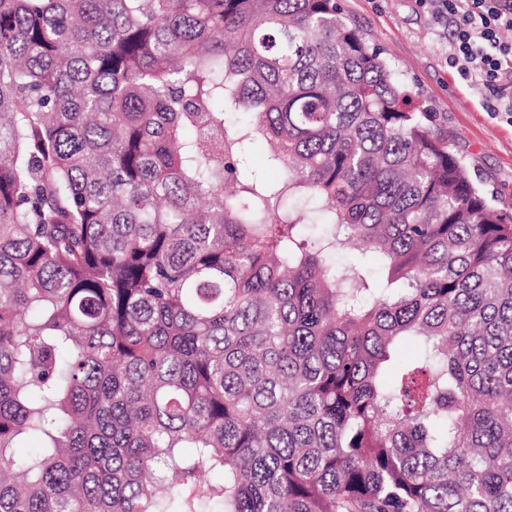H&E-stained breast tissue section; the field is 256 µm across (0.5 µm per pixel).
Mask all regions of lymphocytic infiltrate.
I'll return each mask as SVG.
<instances>
[{
    "instance_id": "f902f5d3",
    "label": "lymphocytic infiltrate",
    "mask_w": 512,
    "mask_h": 512,
    "mask_svg": "<svg viewBox=\"0 0 512 512\" xmlns=\"http://www.w3.org/2000/svg\"><path fill=\"white\" fill-rule=\"evenodd\" d=\"M450 37L448 64L462 81L479 77L491 112H512V0H414Z\"/></svg>"
}]
</instances>
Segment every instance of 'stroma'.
Returning a JSON list of instances; mask_svg holds the SVG:
<instances>
[{"instance_id":"1","label":"stroma","mask_w":512,"mask_h":512,"mask_svg":"<svg viewBox=\"0 0 512 512\" xmlns=\"http://www.w3.org/2000/svg\"><path fill=\"white\" fill-rule=\"evenodd\" d=\"M369 45L380 49L432 127L462 159L476 183L512 212V112H489L480 86L462 82L446 64L448 44L412 0H339Z\"/></svg>"}]
</instances>
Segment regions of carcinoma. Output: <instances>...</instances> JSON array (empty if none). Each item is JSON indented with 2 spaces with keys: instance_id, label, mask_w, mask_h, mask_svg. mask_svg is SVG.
Instances as JSON below:
<instances>
[{
  "instance_id": "obj_1",
  "label": "carcinoma",
  "mask_w": 512,
  "mask_h": 512,
  "mask_svg": "<svg viewBox=\"0 0 512 512\" xmlns=\"http://www.w3.org/2000/svg\"><path fill=\"white\" fill-rule=\"evenodd\" d=\"M408 97L337 0H0V512H512V213Z\"/></svg>"
}]
</instances>
